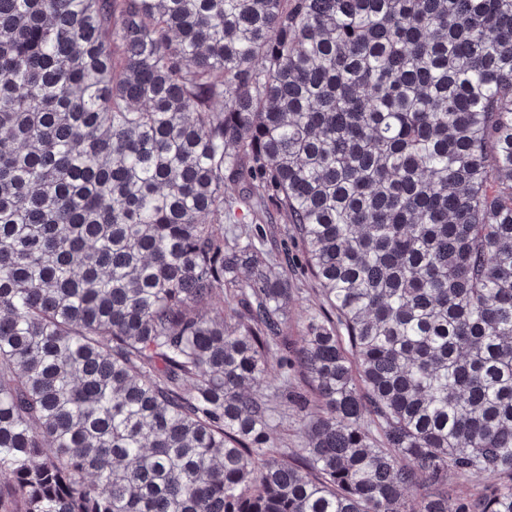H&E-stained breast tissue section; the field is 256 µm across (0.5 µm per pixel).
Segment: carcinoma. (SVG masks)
I'll return each mask as SVG.
<instances>
[{"instance_id":"carcinoma-1","label":"carcinoma","mask_w":512,"mask_h":512,"mask_svg":"<svg viewBox=\"0 0 512 512\" xmlns=\"http://www.w3.org/2000/svg\"><path fill=\"white\" fill-rule=\"evenodd\" d=\"M255 195L327 305L297 349ZM3 473L0 512H512V0H0ZM299 382L298 377L295 380L292 377L293 385ZM293 385L288 384V388L283 386L275 374H272L254 387L257 393L270 400L272 407V415L269 422L270 432L274 438L281 439L283 444L288 446V454L298 452L305 444V435L301 421L289 399V392L292 390L291 386Z\"/></svg>"}]
</instances>
